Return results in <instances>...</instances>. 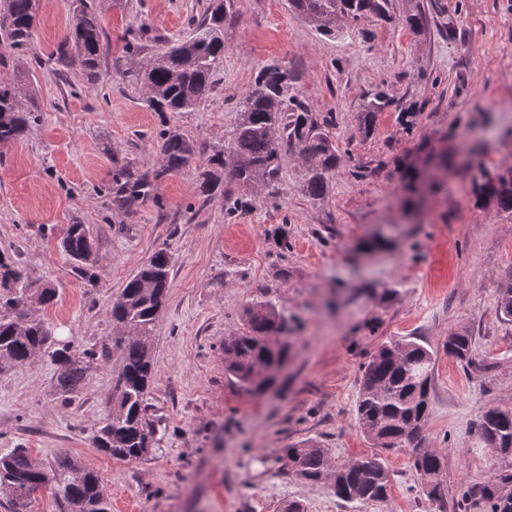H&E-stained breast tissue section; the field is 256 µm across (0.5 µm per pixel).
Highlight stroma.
<instances>
[{"mask_svg":"<svg viewBox=\"0 0 512 512\" xmlns=\"http://www.w3.org/2000/svg\"><path fill=\"white\" fill-rule=\"evenodd\" d=\"M208 3L95 0L110 54L93 87L59 54L76 0H39L28 46L0 45V75L24 76L40 107L26 136L0 148V255L55 288L54 301L33 312L56 339L98 353L69 403L47 357L0 365V452L24 448L46 467L75 459L98 476L112 512H280L291 500L307 512H458L465 487L494 469L474 426L482 405L512 409V322L496 315L497 290L512 279V213L477 203L474 192L483 177L512 166V0H392L394 22L336 38L317 33L288 0H233L209 99L191 112L148 110L140 85L112 68L129 32L149 28L134 59L143 65L163 41L188 36L189 18ZM416 9L427 17L420 33L401 22ZM268 64L293 69L298 93L335 117L341 163L323 201L307 198L292 160L275 190L244 194L231 217L222 198L203 199L194 166L166 175L133 211L113 207V163L155 168L156 136L166 127L202 155L223 149L236 101ZM380 90L394 103L363 135L360 106ZM402 111L415 113L413 132L400 123ZM443 154L447 173L407 199L403 164L420 168ZM76 221L91 233L92 283L72 273L61 245ZM376 232L384 246L365 250ZM283 237L289 249L280 248ZM160 248L174 264L152 333L153 450L118 461L91 435L112 407L109 308ZM257 302L287 319L290 348L277 387L263 397L224 375V341L242 331L244 307ZM461 326L473 338L468 369L441 350ZM396 336L438 350L425 434L444 460L441 504L422 492L408 450L377 451L358 427L361 366ZM307 440L339 462L381 455L388 501L346 503L327 484L288 476L279 449Z\"/></svg>","mask_w":512,"mask_h":512,"instance_id":"obj_1","label":"stroma"}]
</instances>
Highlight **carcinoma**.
Segmentation results:
<instances>
[{
  "mask_svg": "<svg viewBox=\"0 0 512 512\" xmlns=\"http://www.w3.org/2000/svg\"><path fill=\"white\" fill-rule=\"evenodd\" d=\"M289 8L325 36L364 31L373 18L390 23V0H288ZM36 0H0V40L24 47L33 37ZM234 22L231 2L208 7L192 18L189 36L165 42L144 69L136 74L146 91L144 104L153 112H191L206 101L212 79L224 63V27ZM75 46L70 64L82 79L95 85L100 64L109 53L103 41L100 16L91 0H80L70 35L63 48ZM292 69L267 65L251 88L236 102L237 124L224 152L202 161L198 173L206 198L217 195L228 202L226 215L234 214L239 199L224 192V182L244 191L273 188L280 181L288 155L294 154L305 168L303 190L312 201L325 198L330 178L340 157L330 127L333 117L312 111L295 89ZM35 93L23 91L15 78H0V146H7L36 121ZM391 99L377 92L363 103L359 121L369 134L377 116ZM160 166L140 173L130 165L112 167V203L129 208L153 195L155 183L166 173L178 172L199 161L194 142L176 129L166 128L157 136ZM495 200L499 209L512 212V169L495 179L486 178L477 187L476 201ZM72 259L73 272L89 281L92 242L87 225L68 226L62 240ZM172 254L156 250L126 281L112 301L110 316L119 329L112 337L117 353L112 409L92 430L95 447L116 460H139L153 444V431L146 418V397L153 375L152 332L170 288ZM55 297L53 288H33L23 280L15 263L0 257V363L22 366L37 353H45L62 367L58 391L64 399L78 397L96 353L55 347L50 328L30 316L31 299L42 304ZM496 313L512 322V282L497 291ZM245 332L224 344V375L252 396L272 389L280 370L288 362V344L281 340L287 321L271 304L248 305L243 310ZM444 350L457 361L473 364V338L465 328L451 332ZM436 351L403 336L377 348L362 366L356 402L358 425L363 436L382 449L407 448L411 466L423 492L431 501L442 499V456L426 446L424 427L431 413V388ZM475 428L493 452L496 466L491 479L468 487L461 501H480L486 512H512V410L488 404L480 412ZM288 475L317 484L330 481L336 498L348 502H383L388 497L390 474L378 457L352 459L333 465L329 450L319 442H305L280 449ZM52 483L59 506L70 512H111L99 489L98 477L74 460H63L48 470L33 462L23 448L0 455V487L11 492L15 512H31L32 494Z\"/></svg>",
  "mask_w": 512,
  "mask_h": 512,
  "instance_id": "cac0c4a2",
  "label": "carcinoma"
}]
</instances>
